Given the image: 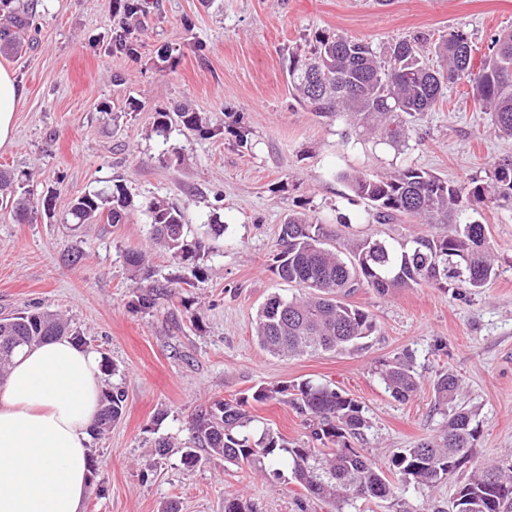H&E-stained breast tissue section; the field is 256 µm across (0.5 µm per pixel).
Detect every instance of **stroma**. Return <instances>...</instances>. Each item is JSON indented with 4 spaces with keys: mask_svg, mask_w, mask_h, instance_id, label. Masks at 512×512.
Segmentation results:
<instances>
[{
    "mask_svg": "<svg viewBox=\"0 0 512 512\" xmlns=\"http://www.w3.org/2000/svg\"><path fill=\"white\" fill-rule=\"evenodd\" d=\"M114 0H39L33 46L0 53L25 89L0 169L25 177L36 194L52 195L50 211L17 221L0 209V317L35 309L59 314L89 348L114 364L104 383L126 395L120 421L92 436L85 512H224L235 494L254 512H329L300 486L210 457L181 461L191 416L212 402L250 394L261 384L312 380L346 391L363 406L369 428L353 447L379 460L436 435L447 417L434 407L433 383L448 370L461 381L480 436L475 459L512 454V207L488 205L485 224L499 275L478 294L422 286L381 297L363 288L350 298L369 311L378 331L358 350L300 358L271 356L258 345V307L294 286L270 271L289 215L319 218L328 231L347 225L356 236L402 239L415 227L402 219L376 223L352 197L342 173L383 174L412 164L462 186L483 179L488 164L512 157V139L495 134L488 114L463 85L449 104L411 118L407 147L362 138L349 121L304 109L287 78L288 50L330 31L381 47L417 33L433 39L468 34L484 56L492 34L512 30V0H149L137 53L113 52ZM172 51L169 62L156 56ZM137 101L129 111V101ZM186 105L206 115L239 112L249 141L173 132L180 160L160 163L153 133L157 111ZM121 181L136 200L162 197L187 212L208 251L192 284L149 310L129 307L126 257L138 251L162 281L180 275L150 237L144 215L122 224L74 227L62 218L70 199ZM219 216L215 234L207 223ZM422 232L446 236L445 224ZM416 356L421 385L394 400L378 375L402 350ZM257 425L303 438V418L286 404L249 403ZM172 445L163 460L155 444ZM472 471L464 466L431 488L409 485L395 496L356 500L350 512H454L455 493Z\"/></svg>",
    "mask_w": 512,
    "mask_h": 512,
    "instance_id": "35a3bbf8",
    "label": "stroma"
}]
</instances>
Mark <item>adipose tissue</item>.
Returning a JSON list of instances; mask_svg holds the SVG:
<instances>
[{"instance_id": "ef3b65f1", "label": "adipose tissue", "mask_w": 512, "mask_h": 512, "mask_svg": "<svg viewBox=\"0 0 512 512\" xmlns=\"http://www.w3.org/2000/svg\"><path fill=\"white\" fill-rule=\"evenodd\" d=\"M23 89L0 66V147L12 139ZM101 359L54 338L19 352L0 382V512H85Z\"/></svg>"}]
</instances>
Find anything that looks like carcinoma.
I'll use <instances>...</instances> for the list:
<instances>
[{
  "label": "carcinoma",
  "instance_id": "1",
  "mask_svg": "<svg viewBox=\"0 0 512 512\" xmlns=\"http://www.w3.org/2000/svg\"><path fill=\"white\" fill-rule=\"evenodd\" d=\"M35 0H0V51L19 53L30 44L25 34L35 23ZM121 16L112 28V50L135 51V32L147 16L148 0H114ZM428 37L419 33L378 49L365 40L335 33H319L306 48L288 53V80L297 101L324 116H346L362 128L360 134L394 148L409 141L402 115L430 112L448 97V87L466 83L480 111L491 115L493 130L512 137V31L498 34L480 65L474 64L469 36L451 31L435 47L438 61L423 55ZM154 125L167 144L177 124L207 138L224 131V120L187 107L161 110ZM354 196L374 211L376 221L388 224L409 216L421 224H451L445 237L415 233L393 243L378 236L353 238L336 229V243L326 238L325 225L304 213L292 214L281 226L283 249L271 271L303 290L299 295L274 294L256 313L255 336L262 349L277 357L319 352H342L378 331L368 311L346 297L369 288L389 297L405 288L448 285L471 294L483 291L498 277L485 226L471 215L489 203L512 205V160L491 164L485 178L460 186L426 170L405 165L384 175L353 171L343 175ZM15 174L0 170V192L10 193L20 217L51 207L52 197L35 198L13 189ZM141 210L156 244L193 277L200 274L203 240L190 235L186 211L154 197L136 204L123 185L113 184L74 196L65 215L72 224H95L104 219L122 224ZM154 290L139 288L129 304L138 309L155 305ZM54 336H68L83 345L85 339L58 314L48 310L21 312L0 318V379L14 353ZM380 376L386 391L398 401L410 399L420 387L415 358L404 349L383 364ZM460 380L442 371L434 381L436 402L451 414L438 435L402 448L378 462L350 440L368 428L361 403L327 384L261 385L250 397L217 400L202 409L189 424L190 446L182 451L184 464H198L202 450L233 465L277 479L289 471L305 496L345 512L358 498H387L400 485L432 487L474 460L479 424L473 410L457 403ZM282 401L304 417L307 440H290L280 432L255 425L244 406L248 401ZM125 393L119 387L103 392L94 430L112 427L124 413ZM455 512H506L512 507V461L476 464L468 481L458 488Z\"/></svg>",
  "mask_w": 512,
  "mask_h": 512
}]
</instances>
